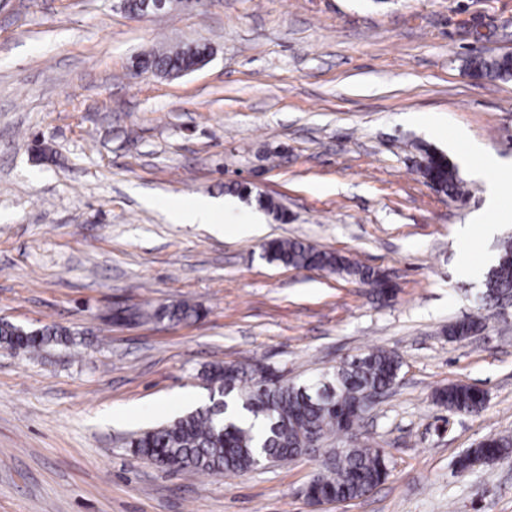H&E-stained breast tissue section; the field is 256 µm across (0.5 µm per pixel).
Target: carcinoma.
<instances>
[{"instance_id":"carcinoma-1","label":"carcinoma","mask_w":512,"mask_h":512,"mask_svg":"<svg viewBox=\"0 0 512 512\" xmlns=\"http://www.w3.org/2000/svg\"><path fill=\"white\" fill-rule=\"evenodd\" d=\"M203 50L199 45L177 46L162 53H147L138 64L161 73L183 71L192 56ZM471 74L480 79H512V54L486 57L478 55L466 61ZM419 171L438 193L453 200L468 194L464 181L448 156L420 143ZM499 258L481 282V309L489 313L502 299L512 297V238L499 243ZM271 263L305 270L344 273L364 285L375 286L380 300L393 293L390 282L375 269L337 253L321 250L295 239L274 240L264 247ZM199 317L198 308L187 301L161 305L153 310H118L110 318L134 322L155 318L183 322ZM487 315H475L448 329V335L464 339L485 327ZM72 344L70 332L58 326L26 331L10 322H0V348L15 353L35 354L49 346ZM402 367L398 355L385 349H369L344 361L329 373L327 380L335 394L317 396L325 384H314L313 392L278 378L269 365H215L204 375L208 385L227 389L228 401L210 403L204 408L169 424L143 432L130 441L131 452L179 473L240 475L255 469L267 456L290 461L313 451L314 441L329 434L345 438L341 448H332L324 470L304 488L309 500L346 501L369 494L387 480L389 461L378 448L359 443L362 401L369 393H381L397 382ZM436 403L452 412L476 414L483 410L484 393L471 385L450 384L436 394ZM512 452V436L491 434L478 447L458 460V469H470L472 459L495 460Z\"/></svg>"}]
</instances>
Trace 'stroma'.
Instances as JSON below:
<instances>
[{"mask_svg":"<svg viewBox=\"0 0 512 512\" xmlns=\"http://www.w3.org/2000/svg\"><path fill=\"white\" fill-rule=\"evenodd\" d=\"M179 43L209 45L210 62L138 73L142 53ZM505 52L512 0H203L145 17L116 0H0V320L75 339L0 349V512H512V457L456 469L487 435L512 434V307L469 339L446 333L478 312L512 199L502 219L467 169L460 201L416 167L421 141L458 163V127L512 160V80L466 67ZM37 136L52 150L40 163ZM235 182L252 188L242 214L263 194L289 222L265 215L255 237L170 222L171 203L224 198ZM272 239L384 271L395 295L379 303L347 275L268 262ZM178 301L199 318L107 319ZM371 348L403 366L362 429L391 469L367 497L303 496L342 446L334 435L226 478L129 451L134 434L208 404L212 364L262 361L301 384ZM451 383L481 388L484 410L436 405Z\"/></svg>","mask_w":512,"mask_h":512,"instance_id":"1","label":"stroma"}]
</instances>
